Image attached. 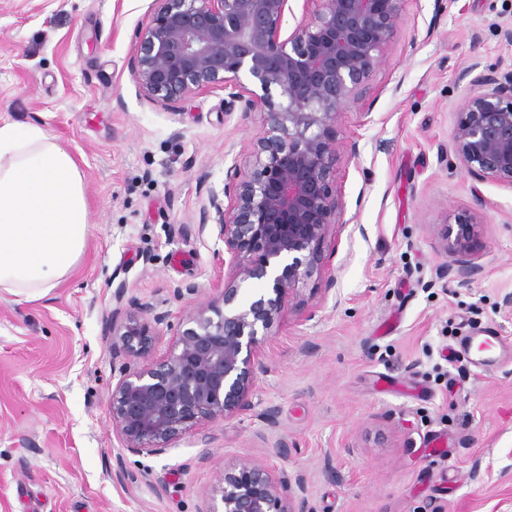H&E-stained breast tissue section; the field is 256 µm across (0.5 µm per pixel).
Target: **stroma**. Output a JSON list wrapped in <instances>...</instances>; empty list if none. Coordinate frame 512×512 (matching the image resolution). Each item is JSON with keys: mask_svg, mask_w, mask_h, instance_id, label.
Returning a JSON list of instances; mask_svg holds the SVG:
<instances>
[{"mask_svg": "<svg viewBox=\"0 0 512 512\" xmlns=\"http://www.w3.org/2000/svg\"><path fill=\"white\" fill-rule=\"evenodd\" d=\"M154 0H0V121L38 124L79 161L92 237L46 299L0 294V512H205L229 462L303 476L309 512H512V356L448 359L489 326L512 346V188L450 166L458 74L512 67V0H406L403 25L340 121L346 223L326 275L301 284L261 352L250 413L203 422L156 456L112 427V294L181 322L237 276L197 226L266 115L207 88L168 108L134 82ZM359 145L350 157V142ZM472 217L467 282L438 224ZM336 285L326 289L327 275ZM185 287L175 297V286Z\"/></svg>", "mask_w": 512, "mask_h": 512, "instance_id": "35a3bbf8", "label": "stroma"}]
</instances>
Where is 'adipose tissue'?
Returning a JSON list of instances; mask_svg holds the SVG:
<instances>
[{
  "label": "adipose tissue",
  "mask_w": 512,
  "mask_h": 512,
  "mask_svg": "<svg viewBox=\"0 0 512 512\" xmlns=\"http://www.w3.org/2000/svg\"><path fill=\"white\" fill-rule=\"evenodd\" d=\"M84 173L39 125L0 123V293L49 296L90 241Z\"/></svg>",
  "instance_id": "obj_1"
}]
</instances>
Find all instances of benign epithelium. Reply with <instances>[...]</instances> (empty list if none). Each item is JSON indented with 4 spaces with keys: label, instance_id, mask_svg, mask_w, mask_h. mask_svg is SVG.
Here are the masks:
<instances>
[{
    "label": "benign epithelium",
    "instance_id": "benign-epithelium-1",
    "mask_svg": "<svg viewBox=\"0 0 512 512\" xmlns=\"http://www.w3.org/2000/svg\"><path fill=\"white\" fill-rule=\"evenodd\" d=\"M135 33L131 75L152 101L172 106L220 85L224 111H266L247 169L232 163L222 192L200 180L199 226L216 227L248 299L224 285L199 302L155 355L164 312L147 315L119 286L112 295V351L137 361L112 386V426L133 454L160 455L205 420L253 410L259 351L299 284L326 266L323 245L342 202L333 164L343 111L362 95L396 39L404 0H306L287 34L288 0H157ZM467 94L451 134L471 176L512 188V69L475 60L460 73ZM230 205H224V199ZM437 234L467 279L475 224L460 217ZM303 477L264 462L224 465L205 512H308Z\"/></svg>",
    "mask_w": 512,
    "mask_h": 512
}]
</instances>
